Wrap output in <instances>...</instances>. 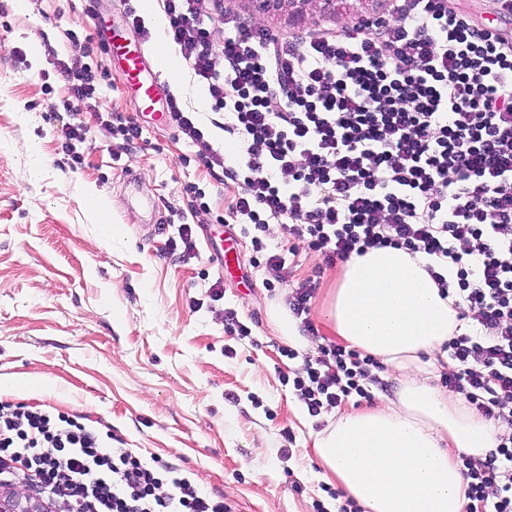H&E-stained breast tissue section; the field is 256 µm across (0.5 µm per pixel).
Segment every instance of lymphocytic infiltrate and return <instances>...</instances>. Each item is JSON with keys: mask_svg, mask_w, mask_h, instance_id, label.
I'll list each match as a JSON object with an SVG mask.
<instances>
[{"mask_svg": "<svg viewBox=\"0 0 512 512\" xmlns=\"http://www.w3.org/2000/svg\"><path fill=\"white\" fill-rule=\"evenodd\" d=\"M222 2L163 11L237 150L215 149L173 95L170 125L235 186L225 219L250 238L267 290L289 276L266 241L274 222L329 265L388 246L433 262L472 322L448 342L444 382L504 430L483 462L462 461L466 512H512V38L450 0H390L385 15L285 35L237 23ZM380 367L322 344L293 388L317 417L369 398ZM18 482L48 512H231L93 425L1 400L0 487Z\"/></svg>", "mask_w": 512, "mask_h": 512, "instance_id": "obj_1", "label": "lymphocytic infiltrate"}]
</instances>
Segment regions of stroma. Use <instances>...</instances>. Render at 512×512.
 Listing matches in <instances>:
<instances>
[{"instance_id": "stroma-1", "label": "stroma", "mask_w": 512, "mask_h": 512, "mask_svg": "<svg viewBox=\"0 0 512 512\" xmlns=\"http://www.w3.org/2000/svg\"><path fill=\"white\" fill-rule=\"evenodd\" d=\"M26 2L18 11L0 0V398L101 422L125 447L223 495L232 512H335L337 484L321 478L311 448L315 420L290 384L303 361L282 356L287 343L271 320L288 287L269 293L249 238L219 223L233 188L170 125L142 114L116 60L82 50L97 17L129 32L124 0ZM224 5L240 23L275 32L339 28L385 9L382 0H338L296 19L285 8L258 12L251 0ZM27 32L39 39V60ZM79 60L98 75L94 98L72 97L60 74V63ZM173 92L223 143L191 70ZM116 112L141 126L142 143L115 135ZM76 118L89 126L78 166L62 135ZM33 137L34 153L25 148ZM91 183L117 202L109 223L93 218ZM188 185L205 192L204 205L190 206ZM182 224L195 232L189 254L173 245ZM224 244L240 259L228 273L216 259ZM291 267L296 282L321 273L313 355L334 341L324 313L341 267L304 249ZM219 280L217 299L210 289ZM230 310L248 335L229 333Z\"/></svg>"}]
</instances>
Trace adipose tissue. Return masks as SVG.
Here are the masks:
<instances>
[{
    "label": "adipose tissue",
    "instance_id": "1",
    "mask_svg": "<svg viewBox=\"0 0 512 512\" xmlns=\"http://www.w3.org/2000/svg\"><path fill=\"white\" fill-rule=\"evenodd\" d=\"M338 340L377 358L393 398L335 411L312 449L322 476L363 512H464L458 455L482 462L501 434L465 398L430 378L452 368L444 346L461 325L421 255L393 247L346 261L325 313Z\"/></svg>",
    "mask_w": 512,
    "mask_h": 512
}]
</instances>
